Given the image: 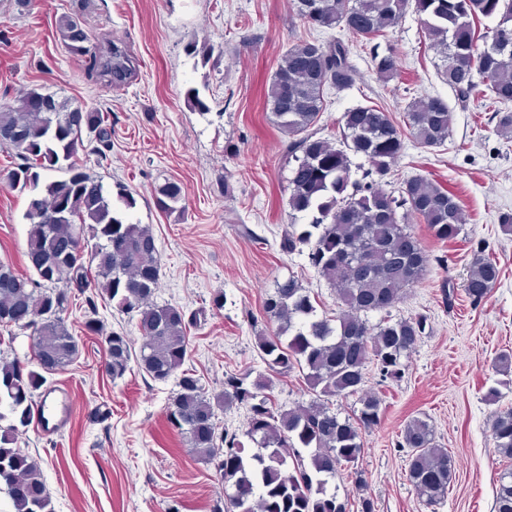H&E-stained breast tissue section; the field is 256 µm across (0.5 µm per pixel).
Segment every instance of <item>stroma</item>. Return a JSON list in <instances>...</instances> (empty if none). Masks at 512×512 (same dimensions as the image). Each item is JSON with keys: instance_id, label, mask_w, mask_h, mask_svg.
Listing matches in <instances>:
<instances>
[{"instance_id": "35a3bbf8", "label": "stroma", "mask_w": 512, "mask_h": 512, "mask_svg": "<svg viewBox=\"0 0 512 512\" xmlns=\"http://www.w3.org/2000/svg\"><path fill=\"white\" fill-rule=\"evenodd\" d=\"M71 9L72 0H33L22 15L13 0H0V107H17L36 89L107 114L110 150L98 153L96 142L85 138L78 161L104 184L123 182L135 200L132 222L151 228L161 264L155 302L204 310V321L188 330L184 366L210 396L222 390L227 371H264L255 336L274 329L263 302L275 280L296 276L315 296L318 314L341 310L335 288L306 254L287 256L278 247L290 222V189L281 159L285 137L264 93L286 49L302 39L332 37L351 49L355 84L328 90L318 123L332 142L352 108L376 105L401 123L414 98L447 101L452 122L444 145L407 143L387 188L396 191L413 176L439 183L458 197L463 230L440 241L425 224L410 226L431 262L390 315L421 314L428 327L400 378L381 380L377 368L368 367L365 388L381 398L383 418L366 433L359 465L375 512H493L505 462L488 421L495 409L512 407V374L497 367L500 354H512V235L499 227L500 215L512 213V139L497 133L491 110L483 108L485 87H477L469 106L459 105L412 10L365 45L341 29L304 24L290 0H90L85 20L94 45L121 43L137 62L135 76L116 86L88 78L82 60L63 45L58 21ZM204 47L210 59L202 58ZM390 50L399 56L401 75L386 83L371 54ZM191 89L206 111L189 106ZM168 178L183 186L184 219L157 206L154 189ZM33 195L0 180V261L27 277L34 270L24 213ZM243 223L253 237L240 233ZM479 242L501 273L475 304L464 283ZM447 288L454 291L449 300ZM219 294L224 306L216 309L212 300ZM87 311L84 296H76L67 323L79 354L47 377L48 385L70 389L68 420L57 435L31 426L17 442L40 460L55 512H211L224 489L214 466L198 460L166 420L174 381L152 380L136 366L122 378L106 376L103 336L83 328ZM493 387L501 393L495 404L486 399ZM416 416L429 420L455 463V482L433 507L410 485L401 446L402 430Z\"/></svg>"}]
</instances>
